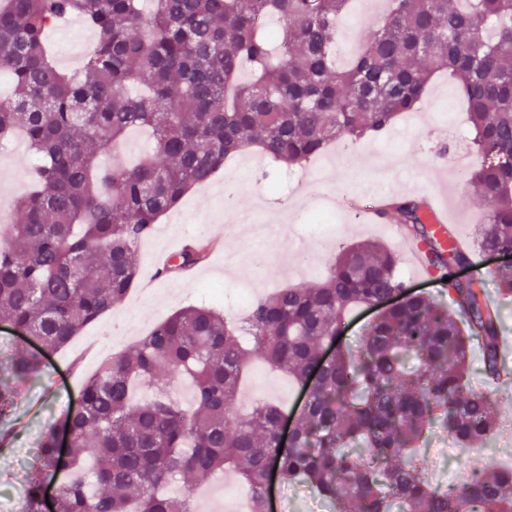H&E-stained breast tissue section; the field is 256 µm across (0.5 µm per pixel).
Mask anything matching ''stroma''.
Returning <instances> with one entry per match:
<instances>
[{
	"label": "stroma",
	"instance_id": "obj_1",
	"mask_svg": "<svg viewBox=\"0 0 512 512\" xmlns=\"http://www.w3.org/2000/svg\"><path fill=\"white\" fill-rule=\"evenodd\" d=\"M381 23V14L357 8L343 16L336 39L338 60L348 58L361 35ZM89 36L84 24L73 19L50 28L47 39L55 59L75 61L90 52ZM424 108V113L415 116L413 126L400 119L385 135L351 142L353 168L334 181L317 178L328 162L322 154L301 168V186L290 184L289 171L280 169L276 172L280 187L270 190L262 173L252 171V153L247 150L226 162L208 185L189 192L177 209L163 216L160 229L173 230L178 238L193 240L223 232V258L214 259L203 273L189 270L163 280L156 293L133 291L66 351L47 356L44 375L29 384L21 405L25 431L17 438L0 441V512H22L30 449L54 418L75 405L84 376L173 312L191 304H215L234 320L242 289L253 288L264 295L288 283L265 281L264 265L299 258L310 273L290 283L308 286L325 277L329 258L350 243L373 241L396 249L388 224L362 223L355 203L376 194L424 196L443 190L454 223L463 234L473 236L484 219L478 191L456 183L448 165V132L433 124L434 116L448 112L459 123H466L465 107L450 80L438 76L429 84ZM30 172L28 153L0 152V218L5 222L16 221L15 203L30 186ZM230 180L236 181L237 194L256 201L253 224L234 223L225 213L224 184ZM485 287L490 300L500 302L502 311L503 371L498 380L486 384L497 403L502 429L493 447L479 454L456 448L446 435H433L423 462L439 483L449 478L460 481L484 463L512 464V303L500 301L493 281H486Z\"/></svg>",
	"mask_w": 512,
	"mask_h": 512
}]
</instances>
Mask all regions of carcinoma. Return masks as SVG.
I'll list each match as a JSON object with an SVG mask.
<instances>
[{"label": "carcinoma", "mask_w": 512, "mask_h": 512, "mask_svg": "<svg viewBox=\"0 0 512 512\" xmlns=\"http://www.w3.org/2000/svg\"><path fill=\"white\" fill-rule=\"evenodd\" d=\"M382 25L350 64L332 60L337 19L349 0H5L0 71L12 97L0 102V134L20 130L37 156L19 219L0 228V322L20 332L0 347V420L40 377L42 355L66 348L112 311L141 279L139 241L224 162L255 145L280 166L301 164L334 141L379 136L419 110L436 72L448 74L474 129L473 163L462 175L478 189L485 223L476 245L512 251V0H389ZM80 18L95 33L83 73H65L46 47L48 27ZM276 17L279 30L262 22ZM148 128L151 154L137 165L109 151ZM428 204L392 197L378 217L405 225L425 246L428 269L448 279L442 299L412 295L381 310L352 344L344 319L385 293L407 291L399 257L374 243L342 250L322 282L257 298L243 327L221 312L181 309L132 348L103 361L70 408L37 442L27 472V512H40L45 477L55 512H197L188 475L231 471L265 512L270 467L305 486L328 512H512V466L474 470L443 488L429 480L425 433L466 448L496 439L498 409L467 378L472 346L486 380L500 374V307L484 282L453 278L471 254L429 227ZM186 244L173 268L203 259ZM493 280L512 300V267ZM336 353L317 367L320 346ZM305 388L321 369L292 439L280 447L282 410L236 408L249 352ZM181 372L188 407L137 383ZM70 435L68 461L57 436Z\"/></svg>", "instance_id": "cac0c4a2"}]
</instances>
